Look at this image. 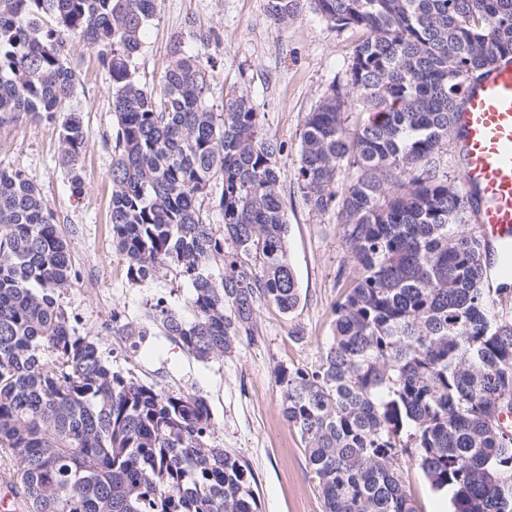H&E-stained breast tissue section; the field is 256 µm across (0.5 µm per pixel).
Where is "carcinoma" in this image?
<instances>
[{"label":"carcinoma","mask_w":512,"mask_h":512,"mask_svg":"<svg viewBox=\"0 0 512 512\" xmlns=\"http://www.w3.org/2000/svg\"><path fill=\"white\" fill-rule=\"evenodd\" d=\"M358 30L347 84L332 83L301 138L298 180L336 211L352 266L317 363L274 368L324 512H417L406 455L453 512H512V278L489 273L471 200L440 173L464 86L512 60V0H313ZM158 0H0V123L60 128L59 163L86 144L65 109L67 45L98 48L117 120L112 241L133 280L190 281L193 318L160 296L156 323L198 360L254 340L260 303L291 314L300 288L279 193L281 145L244 95L208 105L210 73L180 42L160 91L136 77ZM301 0H268L277 26ZM361 110L346 125L350 106ZM342 181L336 193V181ZM224 215L203 218L201 195ZM77 278L34 176L0 169V459L31 512H259L255 477L214 444L206 400L112 370L57 298Z\"/></svg>","instance_id":"cac0c4a2"}]
</instances>
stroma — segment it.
<instances>
[{
  "mask_svg": "<svg viewBox=\"0 0 512 512\" xmlns=\"http://www.w3.org/2000/svg\"><path fill=\"white\" fill-rule=\"evenodd\" d=\"M199 33L207 36V45L196 42ZM359 37L354 30L333 29L310 2L281 28L270 19L267 0H159L142 37L137 75L147 89H159L170 63L169 46L179 40L203 54L211 73L210 105L221 107L231 92L249 98L264 131L283 146L277 157L279 192L289 224L288 255L301 288L294 313L260 304L255 340L241 341L230 355L205 363L164 336L150 316L159 296L190 315V283L171 274L130 280L126 259L112 244L117 123L96 48L77 38L67 47L77 76L71 104L81 109L87 133L77 165L81 195L72 194L68 172L58 163L57 128L28 117L0 125V169L35 176L79 272L60 304L81 316L79 332L91 334L113 370L207 401L215 441L246 460L255 474L260 512H323L300 435L282 415L273 369L314 364L332 340V309L342 293L338 270L348 256L335 213L312 209L297 172L306 116L332 82L348 80ZM114 310L148 330L145 344L133 350L127 340L103 330ZM297 328L303 329L304 341L292 339Z\"/></svg>",
  "mask_w": 512,
  "mask_h": 512,
  "instance_id": "obj_1",
  "label": "stroma"
}]
</instances>
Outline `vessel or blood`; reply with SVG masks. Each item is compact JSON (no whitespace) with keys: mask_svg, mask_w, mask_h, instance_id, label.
<instances>
[{"mask_svg":"<svg viewBox=\"0 0 512 512\" xmlns=\"http://www.w3.org/2000/svg\"><path fill=\"white\" fill-rule=\"evenodd\" d=\"M461 175L478 199L474 219L493 255L512 248V62L469 84L457 112Z\"/></svg>","mask_w":512,"mask_h":512,"instance_id":"b4317fda","label":"vessel or blood"}]
</instances>
